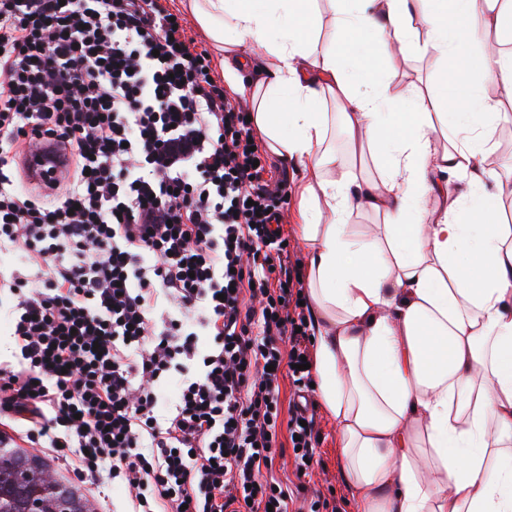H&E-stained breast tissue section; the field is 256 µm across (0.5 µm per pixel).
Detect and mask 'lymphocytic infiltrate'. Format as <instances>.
<instances>
[{
	"mask_svg": "<svg viewBox=\"0 0 512 512\" xmlns=\"http://www.w3.org/2000/svg\"><path fill=\"white\" fill-rule=\"evenodd\" d=\"M254 137L163 0H0V249L26 265L0 272V442L22 427L130 512H291L279 433L298 470L319 439L304 273ZM36 144L69 159L43 193ZM11 302L7 298H3L2 312L0 307V362L16 364L17 359L14 357L15 343L11 336V326L7 317V311Z\"/></svg>",
	"mask_w": 512,
	"mask_h": 512,
	"instance_id": "lymphocytic-infiltrate-1",
	"label": "lymphocytic infiltrate"
}]
</instances>
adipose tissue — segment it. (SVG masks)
I'll use <instances>...</instances> for the list:
<instances>
[{
  "instance_id": "ef3b65f1",
  "label": "adipose tissue",
  "mask_w": 512,
  "mask_h": 512,
  "mask_svg": "<svg viewBox=\"0 0 512 512\" xmlns=\"http://www.w3.org/2000/svg\"><path fill=\"white\" fill-rule=\"evenodd\" d=\"M314 3L183 7L276 162L300 173L314 370L350 498L356 512H512V225L486 192L501 174L485 163L498 105L482 94L512 92V51L466 61L479 27L512 30V0H329L324 20ZM369 35L375 56L348 59L347 42ZM411 47L437 52L455 94L375 79ZM331 103L378 179L339 171ZM437 134L449 148L432 150ZM437 195L450 201L434 210ZM362 210L384 223L360 229Z\"/></svg>"
}]
</instances>
